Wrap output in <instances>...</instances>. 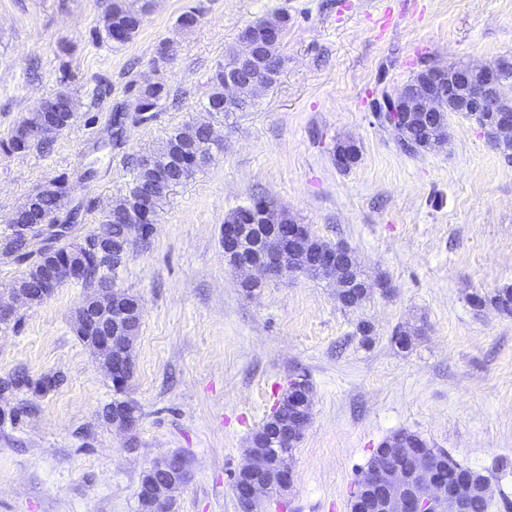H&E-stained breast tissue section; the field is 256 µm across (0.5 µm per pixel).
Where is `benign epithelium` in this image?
<instances>
[{
  "instance_id": "obj_1",
  "label": "benign epithelium",
  "mask_w": 512,
  "mask_h": 512,
  "mask_svg": "<svg viewBox=\"0 0 512 512\" xmlns=\"http://www.w3.org/2000/svg\"><path fill=\"white\" fill-rule=\"evenodd\" d=\"M288 19L277 16L262 19L244 28L238 37L242 49L236 52L224 68V112H242L247 107V95L252 85L268 87L274 83V73L266 70L271 46L282 40ZM485 65H455L449 75L436 68L421 71V76L389 94L391 112L385 113V125L393 132L403 125L404 114L416 112L423 119L441 111V87L448 85L455 93L461 112L479 120V127L497 149L512 148V87L487 77ZM271 206L257 203L239 208L236 223L224 225V258L231 268L241 273L240 286L256 290L267 279L285 272L299 271L330 279L340 287L365 286L357 276L355 265L342 254V246L310 251L299 245L303 225L288 224V239H283L280 226L269 220ZM112 221L127 225L128 234L141 235L142 226L132 213L117 208ZM35 275L42 285L44 298H50L57 287L75 280L79 272L71 263H61L49 256L40 263ZM82 321L90 320L100 329H111L103 336H90L88 347L95 354L115 386L129 380L133 365L129 360L132 343L130 319L142 317L140 301L129 299L110 285L98 289L78 306ZM107 424L127 433L136 429L137 422L122 411H112ZM241 471L248 475L236 486L235 495L241 512H261L264 506L266 474L256 463L253 452ZM148 493L153 512H176L172 490L182 485L188 476L185 458L171 454L155 459L147 468ZM361 491L380 489L384 498L377 505L382 512H464L461 492L445 493L444 486L433 474L429 464L414 467L370 464L358 479Z\"/></svg>"
}]
</instances>
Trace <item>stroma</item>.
Instances as JSON below:
<instances>
[{
	"mask_svg": "<svg viewBox=\"0 0 512 512\" xmlns=\"http://www.w3.org/2000/svg\"><path fill=\"white\" fill-rule=\"evenodd\" d=\"M111 2L0 0V139L60 90L77 103L46 147L0 152V240L25 200L63 176L84 208L71 238L94 230L137 160L203 118L210 77L250 23L287 15L285 64L250 109L213 115L223 150L167 193L153 234L110 275L143 310L132 433L101 417L115 392L73 330L81 282L0 327V376L65 377L28 394L18 426L0 427V512H139L144 469L175 453L189 462L178 512H240L233 475L298 374L313 388L311 415L288 459L291 484L267 512H350L373 449L401 430L482 471L488 512H512V316L469 302L512 286V160L460 114L443 146L418 155L373 117L383 93L426 66L512 57V0H153L118 49L96 36ZM194 8L199 24L181 28ZM151 76L170 88L162 111L125 121L121 145L101 148L116 108ZM343 141L359 148L347 170L334 161ZM258 199L347 245L369 298L342 308L334 283L302 273L246 294L224 260V218ZM398 328L409 348L392 344Z\"/></svg>",
	"mask_w": 512,
	"mask_h": 512,
	"instance_id": "1",
	"label": "stroma"
}]
</instances>
